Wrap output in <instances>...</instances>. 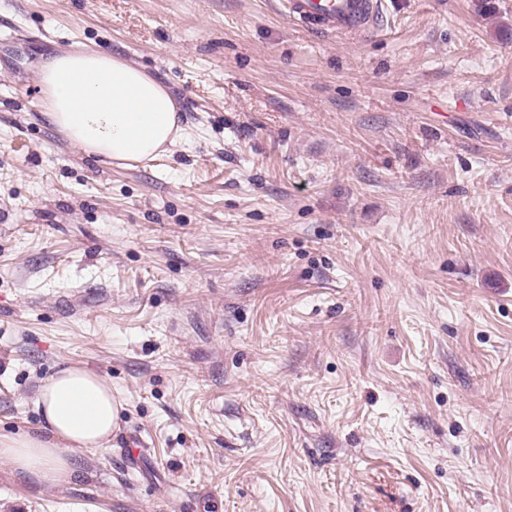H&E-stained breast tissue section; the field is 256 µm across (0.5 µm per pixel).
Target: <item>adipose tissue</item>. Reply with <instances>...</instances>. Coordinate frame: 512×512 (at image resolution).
<instances>
[{
  "mask_svg": "<svg viewBox=\"0 0 512 512\" xmlns=\"http://www.w3.org/2000/svg\"><path fill=\"white\" fill-rule=\"evenodd\" d=\"M38 81L53 125L106 165L153 161L182 140L177 106L143 70L91 49L63 51L41 63ZM38 432L0 436V458L46 484L71 476L70 449L105 448L121 406L103 375L68 367L42 385Z\"/></svg>",
  "mask_w": 512,
  "mask_h": 512,
  "instance_id": "adipose-tissue-1",
  "label": "adipose tissue"
}]
</instances>
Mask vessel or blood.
<instances>
[{
    "mask_svg": "<svg viewBox=\"0 0 512 512\" xmlns=\"http://www.w3.org/2000/svg\"><path fill=\"white\" fill-rule=\"evenodd\" d=\"M283 13L323 37L357 41L380 33L382 0H279Z\"/></svg>",
    "mask_w": 512,
    "mask_h": 512,
    "instance_id": "b4317fda",
    "label": "vessel or blood"
}]
</instances>
